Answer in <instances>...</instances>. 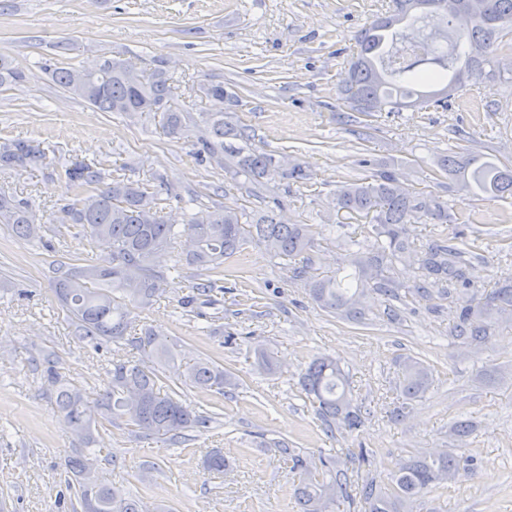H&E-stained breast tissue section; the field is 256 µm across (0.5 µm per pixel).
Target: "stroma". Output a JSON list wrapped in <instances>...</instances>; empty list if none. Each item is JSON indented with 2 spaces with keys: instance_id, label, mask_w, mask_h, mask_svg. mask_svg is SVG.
Returning a JSON list of instances; mask_svg holds the SVG:
<instances>
[{
  "instance_id": "stroma-1",
  "label": "stroma",
  "mask_w": 512,
  "mask_h": 512,
  "mask_svg": "<svg viewBox=\"0 0 512 512\" xmlns=\"http://www.w3.org/2000/svg\"><path fill=\"white\" fill-rule=\"evenodd\" d=\"M389 0H0V55L27 80L0 89V142L20 137L49 157L72 155L129 169L132 179L163 188L170 217L190 199L212 206L246 205L265 211L279 198L286 224L317 228L315 275L347 263L341 240L343 213L332 205L336 189L360 176V159L399 167L410 190H437L450 202L452 228L463 231L475 254L474 291L512 281V198L488 201L436 187L432 162L454 150L512 163V76L456 95L447 111L377 112L366 117L341 107L336 92L349 76L357 32L385 14ZM67 41L59 51L58 41ZM117 56L137 68H160L171 78L184 111L221 112L247 125L252 147L304 163L308 187L287 188L278 176L241 185L223 170L198 163L193 150L205 133L164 136L159 119L145 112L122 118L71 98L40 69L45 60L82 66ZM223 82L230 97L201 90ZM0 190L29 198L44 221L55 224L68 197L55 166L0 172ZM177 243L157 258L166 271L163 296L140 321L178 345L185 365L207 358L238 378L237 387L213 400L187 387L188 402H216L206 434L188 432L172 443L163 436L136 438L122 428L99 431L94 467L106 485L150 506L149 512H297V475L267 443H288L312 463L335 460L352 485H387L398 460L436 448L466 458L469 480L418 496L411 512H512V323L496 326L487 342L465 344L449 334L451 297L389 300L366 291L363 323L321 310L304 282L279 259L248 245L225 262L219 321L211 331L182 314L181 303L207 271L185 262ZM85 239H53L51 247L14 236L0 223V512H64V459L81 447L63 423L42 377L43 358L56 353L63 374L88 389L102 388L99 355L71 338V325L52 291V264H82ZM276 368L261 370L254 345ZM329 354L349 375L353 400L365 417L355 435L326 433L301 394L298 375L316 356ZM413 357L430 366L433 382L405 418L398 363ZM467 436L451 435L455 422ZM221 450L229 471L203 469L207 451ZM369 452L361 460L359 451Z\"/></svg>"
}]
</instances>
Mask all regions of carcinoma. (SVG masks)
<instances>
[{"mask_svg":"<svg viewBox=\"0 0 512 512\" xmlns=\"http://www.w3.org/2000/svg\"><path fill=\"white\" fill-rule=\"evenodd\" d=\"M446 20V31L433 34L439 44L424 54L402 47L409 28L428 25L429 16ZM359 52L350 62V80L338 90L337 99L354 112L444 111L463 78L473 84L489 82L512 73V60L497 51L512 48V0H391L389 11L373 19L356 36ZM90 85L74 80L76 68L56 67L57 84L75 98L102 112L129 116L158 112L165 134L181 138L189 131L190 117L181 109L170 84L160 70H142L138 79L127 77L123 61L106 58ZM25 76L12 62L0 57V88L22 83ZM206 136L199 153L224 169L233 181L257 183L272 172L288 186H303L311 180L298 162L284 163L275 156L245 147H224V139L249 141L248 129L224 120L222 112H203ZM47 152L39 145L13 138L0 142V170L42 167ZM71 196L62 209L61 226L77 229L76 235L109 255L106 264L88 260L81 267L59 262L54 268V292L67 312L77 342L96 351L112 353L105 367L107 384L89 391L78 381L60 373L55 353L44 359L47 383L54 405L65 425L83 435L86 448L64 461L73 497L85 510L95 503V512H143L138 499H127L111 491L92 469L93 433L122 427L136 437L203 431L214 420L213 412L194 408L182 398L179 385L163 375L159 366L175 363L180 352L152 329L143 327L131 334L143 311L162 295L166 275L151 265L154 258L187 237L186 262L220 273L224 260L257 244L292 269L305 281L320 308L332 315L359 322L363 319L361 297L368 281L379 294L399 298L405 284L390 275L408 253H415L417 271L412 285L415 297L427 300L446 288L470 284L471 251L458 241L460 234L441 237L416 247L407 225L448 223V199L432 192H411L403 186L400 171L378 167L369 174L344 182L333 199L334 207L357 220L359 235L345 241L349 252L343 274L326 277L309 275L315 231L311 224H284L275 209L254 216L246 207L213 206L199 211L184 207L181 221H171L162 205L161 189L117 174L106 181L95 162L61 159ZM436 172L448 176L464 195L493 200L512 196V166L464 156L455 151L439 156ZM0 223L9 224L14 234L27 241L45 242L60 229L45 225L33 204L0 192ZM224 290L219 280L210 279L197 288V295L181 302L183 308L203 313L198 307L216 304L213 292ZM512 321V284L504 283L482 293L463 292L457 298L452 335L464 342H482L493 326ZM185 379L214 396L236 385L233 373L209 360L188 367ZM431 373L421 362L408 359L400 368L399 385L405 399L412 401L430 386ZM301 392L317 408L327 425L352 433L364 424L360 409L353 404L348 376L335 358L315 357L299 378ZM271 451L287 457L299 471L294 485L299 512H328L338 498H352L346 475L328 469L320 460L317 468L292 453L284 443ZM460 459L448 452L411 455L399 462L390 483L381 487L370 481L358 489L366 512H407L424 491L451 480ZM224 454L209 452L204 469L214 476L226 470Z\"/></svg>","mask_w":512,"mask_h":512,"instance_id":"cac0c4a2","label":"carcinoma"}]
</instances>
